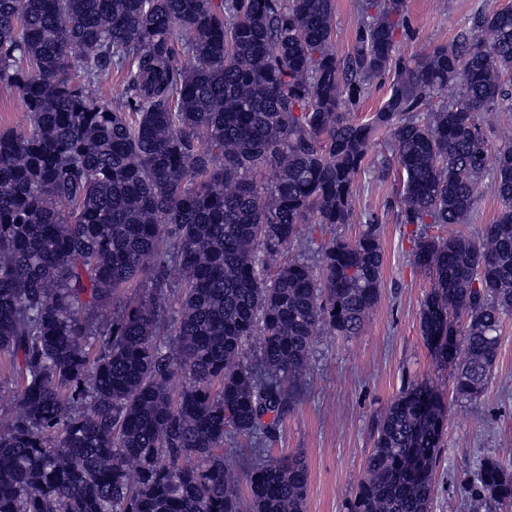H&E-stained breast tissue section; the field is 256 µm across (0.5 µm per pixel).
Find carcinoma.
<instances>
[{"mask_svg":"<svg viewBox=\"0 0 512 512\" xmlns=\"http://www.w3.org/2000/svg\"><path fill=\"white\" fill-rule=\"evenodd\" d=\"M333 21L334 0H0V85L30 120L0 131V512H242L243 485L250 512H305L304 457L264 445L317 338L361 332L383 251L373 218L350 241L299 237L350 223L385 132L433 280L424 341L458 397L487 389L512 312V141L492 148L480 113L512 111V7L414 62L395 59L405 0H362L345 60ZM491 174L501 210L479 239L427 234L467 223ZM446 411L427 383L401 390L347 512H430ZM230 434L253 441L241 472ZM470 485L512 507L497 456ZM393 74L394 71L391 70V72L388 75H386L385 79H383L382 82H379L376 85H374L371 88L370 92L360 100L357 108L353 111L355 112V119L362 120L368 117L371 113L375 112L380 107V105L382 104L383 100L387 95Z\"/></svg>","mask_w":512,"mask_h":512,"instance_id":"carcinoma-1","label":"carcinoma"}]
</instances>
